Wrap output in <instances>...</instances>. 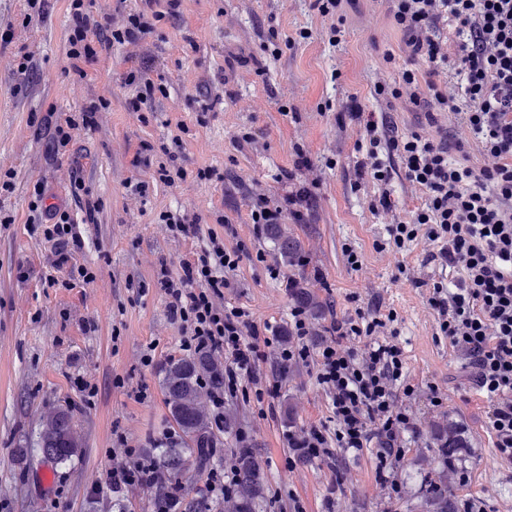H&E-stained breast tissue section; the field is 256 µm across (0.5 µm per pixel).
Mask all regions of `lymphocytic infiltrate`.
Segmentation results:
<instances>
[{
    "mask_svg": "<svg viewBox=\"0 0 512 512\" xmlns=\"http://www.w3.org/2000/svg\"><path fill=\"white\" fill-rule=\"evenodd\" d=\"M183 0H144L143 9H121L94 16L85 0H69L68 57L72 65L89 60L99 49L135 46L159 24L177 19ZM388 12L403 37L413 63L426 64L425 73L404 70L397 84L374 88L387 107L424 103L428 114L455 116L468 138L447 143L417 132L398 134L388 124L364 118L358 99L343 107L342 116L362 123L367 161L362 169L375 182L373 207H394L388 158H398L403 178L424 194V204L405 220L391 225L397 247L425 236L432 245L428 258L459 271L453 285L434 283L427 302L436 312L441 332L467 356L471 379L487 399L486 419L493 446L512 461V0H386ZM452 34H445V27ZM479 153L480 165L471 162ZM315 171L311 158L297 150L286 177L294 188L283 205L271 206L266 195L253 199L255 224H279L284 218L302 223L304 206L313 200ZM33 229L51 247V267L67 271L70 280L93 282L94 270L77 258L82 242L67 206L47 203L35 187L29 203ZM246 246H225L209 235L178 272L161 266L159 283L167 296L170 319L178 323L180 349H208L224 357V392L214 399L236 396L243 380H256L257 367L270 343L269 324L258 323L244 309H225L220 300L230 287ZM387 326L380 312H359L357 319H333L332 344L310 352L308 347L281 349L282 363L314 359L316 380L330 397L336 441L328 443L313 425L288 446L300 459L335 460L337 451H360L377 445L376 476L389 482V458L400 457L414 420L397 409L403 382V351L382 333ZM365 337L363 353L349 348ZM106 491L128 487L156 490L170 512L180 505L179 486L166 484L151 459L128 452L124 463L105 475Z\"/></svg>",
    "mask_w": 512,
    "mask_h": 512,
    "instance_id": "obj_1",
    "label": "lymphocytic infiltrate"
}]
</instances>
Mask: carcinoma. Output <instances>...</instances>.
I'll return each mask as SVG.
<instances>
[{
  "instance_id": "obj_1",
  "label": "carcinoma",
  "mask_w": 512,
  "mask_h": 512,
  "mask_svg": "<svg viewBox=\"0 0 512 512\" xmlns=\"http://www.w3.org/2000/svg\"><path fill=\"white\" fill-rule=\"evenodd\" d=\"M267 235L277 246L276 258L282 264L298 270L292 297L296 305L317 312L321 303L305 287L306 261L303 244L288 233L282 224L266 226ZM162 387L171 421L187 440L185 448H163L154 458L162 476L175 481L187 469L198 472L209 469L214 453L210 447L214 430L226 431L235 423L227 414H211L207 399L224 389V368L214 355L202 350L193 355L169 361L164 368ZM82 448L80 435L71 411L58 407L43 416L36 441V451L46 464L59 465L78 455ZM236 476L233 496L225 512H259L263 477L254 453L241 449L231 460ZM423 496L434 512H454L448 507L451 490L448 477L440 476L427 482Z\"/></svg>"
}]
</instances>
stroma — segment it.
<instances>
[{
    "mask_svg": "<svg viewBox=\"0 0 512 512\" xmlns=\"http://www.w3.org/2000/svg\"><path fill=\"white\" fill-rule=\"evenodd\" d=\"M29 12L28 0H0V31L12 33L0 45V169L11 171L13 182L11 192L0 193V512H153L154 490L133 487L112 495L98 487L127 449L150 455L153 438L175 429L161 380L165 363L182 356L181 336L158 273L164 264L178 270L199 242L160 222L166 210L200 215L226 246L247 244L224 304L276 331L259 374L277 376L278 397L259 395L257 384L247 382L245 395L224 401L237 417L235 427L215 437L216 461L225 469L234 450L255 449L265 512H292L297 502L304 512H425L422 488L443 472L456 512H466L470 503L479 512H512V461L495 452L487 401L470 380L465 354L441 334L427 303L430 283L450 273L427 261L425 239L394 246L391 216L371 208L378 189L358 173L364 158L359 127L337 117L352 95L365 112L386 111L374 81L395 84L409 65L384 0H343L336 43L312 0H184L180 20L160 24L140 44L141 65L166 88L151 102L145 123L129 109L136 90L122 80L125 48L100 51L75 74L67 57L68 0H48L40 18ZM272 28L292 40L275 58L263 49ZM302 29L310 39H297ZM388 50L396 54L390 65L383 60ZM27 53L34 70L28 81L17 71ZM230 55L248 64L226 84L220 75ZM203 95L214 103L210 111L198 103ZM101 96L108 105L98 128L75 130L65 154H56L40 124L43 115L52 109L63 118ZM389 114L399 131L430 130L423 107ZM244 131L258 140L236 148L234 139ZM143 141L180 142L184 179L172 185L155 179L158 154L150 168L134 169ZM299 147L321 171L306 223L287 226L304 245L309 290L325 303L311 319L310 350L327 340L330 316L352 317L376 306L393 316L395 341L404 352L407 388L395 406L413 415L418 433L394 461L391 487L376 479L375 449L339 452L333 470L317 459L296 458L288 447L289 435L321 423L328 440L336 438L331 401L316 382L314 362L279 364L294 271L276 260L265 227L250 222L252 190L264 189L272 204L281 203L289 190L284 173ZM75 167L101 202L97 223L76 226L83 243L79 260L97 277L50 288V249L32 232L28 205L38 185L50 202H61ZM205 167L216 169L217 178L199 180ZM138 181L148 186L145 196L130 189ZM352 251L360 267L349 264ZM147 354L152 363H144ZM77 376L94 394L74 387ZM437 395L442 404H434ZM60 406L72 411L83 448L46 481L39 458L22 464L15 451L33 447L42 416ZM450 426L464 447L448 468L437 442Z\"/></svg>",
    "mask_w": 512,
    "mask_h": 512,
    "instance_id": "1",
    "label": "stroma"
}]
</instances>
